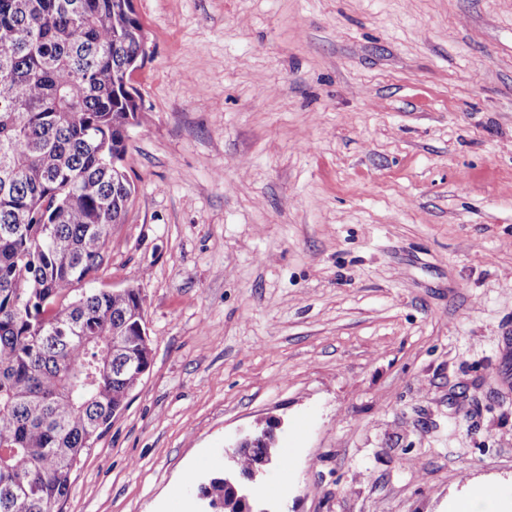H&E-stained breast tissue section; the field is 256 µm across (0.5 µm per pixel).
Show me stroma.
<instances>
[{
  "label": "stroma",
  "instance_id": "1",
  "mask_svg": "<svg viewBox=\"0 0 512 512\" xmlns=\"http://www.w3.org/2000/svg\"><path fill=\"white\" fill-rule=\"evenodd\" d=\"M135 187L94 286L152 363L62 512H512V0H134ZM274 426H268L254 435L239 440L231 452H227L228 463L224 465V478L214 477L201 486L199 498L206 502L208 510L202 512H284L262 507L254 495L269 467L279 464L276 452L277 438ZM249 467L244 469L240 466ZM251 463V464H250ZM226 491V495L224 494ZM210 501H219L223 506H212ZM223 509V510H222ZM503 493L496 488H486L477 491L476 495L462 502L459 512H500Z\"/></svg>",
  "mask_w": 512,
  "mask_h": 512
}]
</instances>
